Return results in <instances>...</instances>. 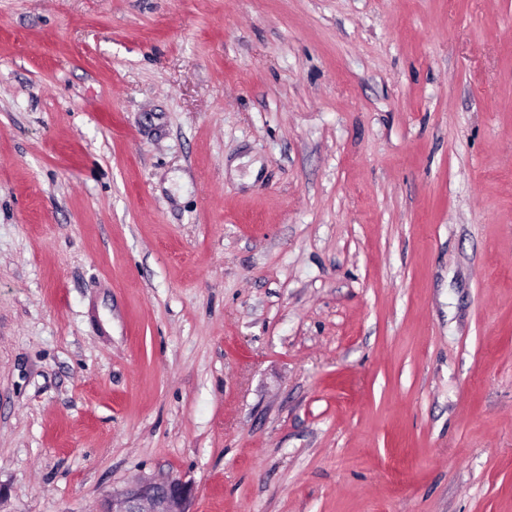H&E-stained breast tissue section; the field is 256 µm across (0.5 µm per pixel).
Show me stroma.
Returning <instances> with one entry per match:
<instances>
[{"label":"stroma","mask_w":512,"mask_h":512,"mask_svg":"<svg viewBox=\"0 0 512 512\" xmlns=\"http://www.w3.org/2000/svg\"><path fill=\"white\" fill-rule=\"evenodd\" d=\"M512 512V0H0V512ZM192 487L182 480L141 477L112 494L100 512H188Z\"/></svg>","instance_id":"35a3bbf8"}]
</instances>
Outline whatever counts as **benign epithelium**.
<instances>
[{
    "label": "benign epithelium",
    "instance_id": "7a95c632",
    "mask_svg": "<svg viewBox=\"0 0 512 512\" xmlns=\"http://www.w3.org/2000/svg\"><path fill=\"white\" fill-rule=\"evenodd\" d=\"M192 487L182 480L141 477L106 500L100 512H188Z\"/></svg>",
    "mask_w": 512,
    "mask_h": 512
}]
</instances>
